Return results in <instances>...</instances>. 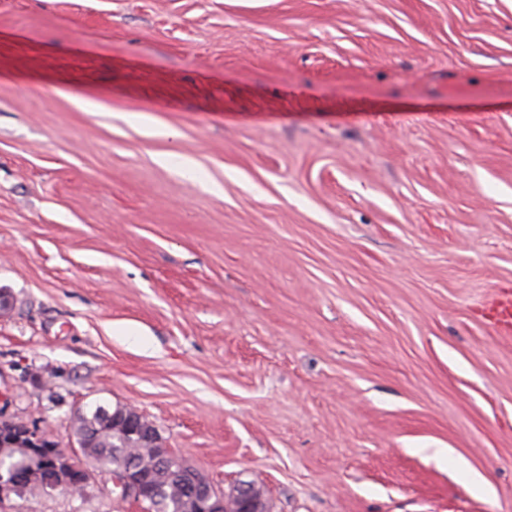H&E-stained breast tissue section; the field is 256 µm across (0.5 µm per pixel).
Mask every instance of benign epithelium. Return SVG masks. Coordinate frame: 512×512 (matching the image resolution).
<instances>
[{
  "mask_svg": "<svg viewBox=\"0 0 512 512\" xmlns=\"http://www.w3.org/2000/svg\"><path fill=\"white\" fill-rule=\"evenodd\" d=\"M100 414L112 416V428L132 431L144 448L160 447V438L156 427L148 422L137 410L108 412L101 407ZM7 448L3 452L12 456L22 452L20 464L25 469V477L43 490L69 489L75 462L81 457L77 448H60L56 453L44 456L40 447L44 445L43 435L29 425L0 414V441ZM186 478L190 480L192 499L207 506V512H264L263 489L243 480L226 495L215 487L213 482L201 471L181 463ZM113 487L119 489L120 497L135 500L139 498L141 484L134 475L132 464L118 459V468L108 472ZM19 478L15 468L0 464V499L18 490Z\"/></svg>",
  "mask_w": 512,
  "mask_h": 512,
  "instance_id": "obj_1",
  "label": "benign epithelium"
}]
</instances>
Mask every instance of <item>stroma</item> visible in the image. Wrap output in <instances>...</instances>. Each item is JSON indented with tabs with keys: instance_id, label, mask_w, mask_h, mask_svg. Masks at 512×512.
<instances>
[{
	"instance_id": "stroma-1",
	"label": "stroma",
	"mask_w": 512,
	"mask_h": 512,
	"mask_svg": "<svg viewBox=\"0 0 512 512\" xmlns=\"http://www.w3.org/2000/svg\"><path fill=\"white\" fill-rule=\"evenodd\" d=\"M0 289L60 446L123 405L270 512H512V0H0Z\"/></svg>"
}]
</instances>
